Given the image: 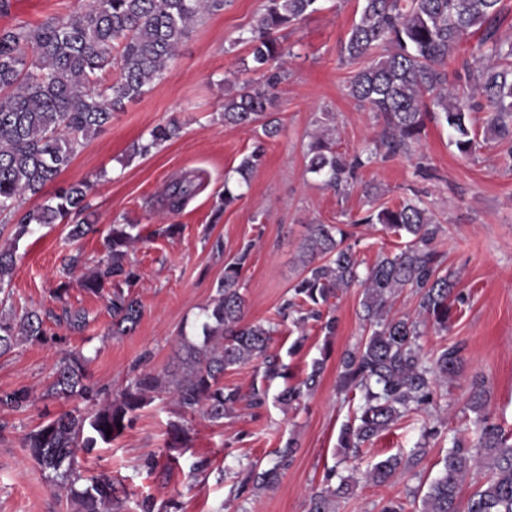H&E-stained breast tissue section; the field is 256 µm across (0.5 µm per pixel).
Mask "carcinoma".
<instances>
[{"label": "carcinoma", "instance_id": "cac0c4a2", "mask_svg": "<svg viewBox=\"0 0 512 512\" xmlns=\"http://www.w3.org/2000/svg\"><path fill=\"white\" fill-rule=\"evenodd\" d=\"M319 2L267 0L249 40L259 81L225 97V124L259 126L268 138L279 133L268 118L272 90L285 78L279 33L317 11ZM501 2L362 0L341 55L354 60L384 48L377 60L352 76L348 87L350 96L368 104L381 119L380 130L372 149L346 155L336 150L334 129L317 125L306 152L308 171L321 177L325 186L344 192L375 159L410 154L428 115L445 123L457 151L470 156L480 148L472 114L484 110L485 137L511 144L512 156V40L499 34ZM222 7L224 0H90L79 14L0 33V216L16 213L27 196L54 182L78 147L109 124L124 101L140 98L163 75L191 24ZM476 34L479 38L470 57L448 71V60ZM112 68L117 77L104 87L100 76ZM178 131L175 123L154 127L137 153H148ZM264 154V145L259 144L241 159L237 186L249 183ZM199 189L197 174L181 173L166 186L167 208L181 210ZM91 191L88 181L61 186L54 201L25 213L13 225L10 244L0 246V293L11 283L16 244L35 225L55 224L71 212L93 214ZM361 222L379 224L409 241L361 275L346 228L308 225L300 246L301 278L278 314L300 329L311 320L319 322L325 335L332 336L336 318L325 308L338 292L356 283L361 286L362 319L370 334L341 360L339 389L359 395V405L353 420L341 429L338 445L357 452L410 416L420 418L422 433V442L407 456H389L367 471L368 482L383 486L401 478L425 455L428 440L440 435L422 415L434 406L436 388L459 376L465 362L464 347L458 343L431 360L425 358L417 344V322L390 316L392 301L403 289H416L419 312L446 330L467 298L455 291L452 276L441 273L434 246L440 227L420 200L381 206ZM135 229L137 225L131 223L110 225L106 258L79 279L87 294L104 298L114 336L132 333L142 317L141 305L130 292L138 274L127 262L129 248L140 237ZM249 258L246 247L225 263L224 277L202 309L201 336L182 337L175 369H143L116 397H106L98 407L62 412L25 434L23 446L53 485L66 492L74 512H114L122 503L125 486L106 473L83 475L76 454L113 441L155 398L170 399L185 421L201 413L219 422L242 400L239 388L224 385L227 371L254 367L248 394L253 407L264 406L270 382L285 377L286 365L270 351L273 328L246 320L241 274ZM65 321L70 331L81 333L91 318L84 309L67 310ZM44 336L39 312L19 316L0 312L1 356L21 341L39 342ZM328 357L325 345L306 378L285 386L276 402L300 403L316 388ZM86 364L80 354L59 361L42 398L93 400L100 391L87 383ZM29 403L25 388L0 392V407L23 411ZM466 404L474 414L475 440H450L437 476L426 489L414 492L421 503L418 512H512V435L489 421L483 378L472 377ZM108 429L112 434H106ZM296 449L297 443L290 440L277 451L272 466L250 468L244 479L233 483L234 495L276 486ZM476 471L484 472L485 478L461 508L464 482ZM352 482V476H339L330 469L322 486L310 495L308 512H336V500L351 492Z\"/></svg>", "mask_w": 512, "mask_h": 512}]
</instances>
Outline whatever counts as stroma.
Listing matches in <instances>:
<instances>
[{"label": "stroma", "instance_id": "35a3bbf8", "mask_svg": "<svg viewBox=\"0 0 512 512\" xmlns=\"http://www.w3.org/2000/svg\"><path fill=\"white\" fill-rule=\"evenodd\" d=\"M89 2L9 0L7 10L0 12V31L75 14ZM265 5L266 0H225L223 8L197 23L161 79L141 98L126 102L103 131L78 149L59 181L93 183L95 222L86 235L70 240L64 221L20 240L11 295L0 308L47 312V332L62 340L22 343L0 356V391L25 387L34 396L23 412L0 407V512H70L65 495L21 445L26 433L68 406L67 401L42 397L65 352L88 357L92 383L113 391L126 384L134 364L156 371L173 368L181 334H193L225 262L242 247L251 249L242 271L247 318L266 322L275 319L301 277L298 254L308 225L355 223L357 255L366 268L397 253L405 241L382 227L361 224V217L415 195L440 224L435 244L442 268L469 301L448 329L436 328L427 318L420 326L418 343L426 355L459 343L466 364L462 375L440 387L436 396L432 418L441 422L442 437L429 442L425 456L404 477L383 487L363 479L373 463L420 442L414 420L400 421L357 456H345L337 446L340 429L354 410L338 390L340 360L369 333L360 319L362 290L357 286L332 301L334 336L325 337L312 323L297 348L295 327L288 322L279 326L272 349L282 354L288 380L273 382L272 399L263 408L243 402L219 422L192 418L175 469L166 467V444L177 409L161 398L142 409L111 443L78 453V466L84 474L105 472L123 481L127 495L119 512H139L146 498L159 504L174 501L177 512H307L309 494L321 487L331 468L357 479L352 493L337 501L336 512H381L390 500L401 503L405 512H417L412 493L437 475L448 434L474 437V415L465 395L473 376L485 379L493 421L512 431V159L493 141L473 156L461 157L449 143L447 126L430 120L411 157L362 169L347 195L336 194L307 171L308 135L321 113L330 114L338 147L346 154L370 146L379 129L375 113L348 93L350 78L365 67V60L350 63L340 56V45L359 17V0H324L322 10L282 31L288 76L276 89L272 109L281 132L266 140L263 162L240 198L221 207L225 180H237L236 168L257 140L253 129L225 125L222 113L232 86L255 77L248 37ZM173 119L181 125L177 137L147 155H132L133 144L146 142L152 128ZM186 171L201 174L202 188L181 211L166 212L165 187ZM122 218L137 223L140 231L128 258L140 274L132 293L143 316L131 335L113 336L101 299L76 283L64 301H57L52 291L70 254L81 253L85 267L97 264L106 252L110 224ZM161 224L180 225L179 235H157ZM78 308L88 310L93 322L84 333L67 334L59 320L64 310ZM325 347L330 357L304 403L296 408L275 402L285 382L304 378ZM291 438L298 449L275 488L231 496L238 472L253 463L271 466L276 450ZM151 457L157 462L152 469L146 466ZM201 459L209 460V468L191 478L192 464Z\"/></svg>", "mask_w": 512, "mask_h": 512}]
</instances>
